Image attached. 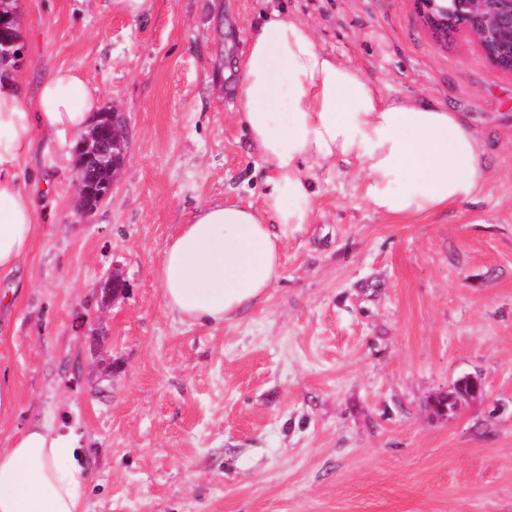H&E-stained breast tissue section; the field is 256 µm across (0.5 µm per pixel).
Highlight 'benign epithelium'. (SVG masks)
I'll list each match as a JSON object with an SVG mask.
<instances>
[{
    "mask_svg": "<svg viewBox=\"0 0 512 512\" xmlns=\"http://www.w3.org/2000/svg\"><path fill=\"white\" fill-rule=\"evenodd\" d=\"M415 8L436 42L446 44L448 37L463 33L495 68L512 75V0H415ZM111 121L112 137H103L93 127L77 144V151L83 166L96 170L110 167L115 175L125 162V125L119 112L111 113ZM483 395L482 381L466 376L453 392L434 401V407L439 412H458Z\"/></svg>",
    "mask_w": 512,
    "mask_h": 512,
    "instance_id": "obj_1",
    "label": "benign epithelium"
}]
</instances>
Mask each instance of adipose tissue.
Returning a JSON list of instances; mask_svg holds the SVG:
<instances>
[{"label":"adipose tissue","instance_id":"adipose-tissue-1","mask_svg":"<svg viewBox=\"0 0 512 512\" xmlns=\"http://www.w3.org/2000/svg\"><path fill=\"white\" fill-rule=\"evenodd\" d=\"M236 70V114L268 169L263 204H204L168 243L158 279L183 317L220 324L264 298L280 276L276 230L313 222L319 172L354 169L374 213L411 223L475 201L486 185L487 144L462 113L377 87L288 11L264 15ZM98 109L66 67L29 104L17 74L0 79V274L19 269L37 230L17 172L35 133L80 139ZM78 454L73 432L40 420L11 437L0 448V512H84Z\"/></svg>","mask_w":512,"mask_h":512}]
</instances>
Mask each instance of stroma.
<instances>
[{"label":"stroma","mask_w":512,"mask_h":512,"mask_svg":"<svg viewBox=\"0 0 512 512\" xmlns=\"http://www.w3.org/2000/svg\"><path fill=\"white\" fill-rule=\"evenodd\" d=\"M375 85L465 113L489 147L473 202L415 224L373 214L351 169L315 184L266 296L224 323L165 307L167 242L202 205H261L265 169L235 115L236 54L269 5ZM25 97L72 68L123 113L110 196L75 212L71 139L36 134L19 173L39 232L0 276V373L28 422L76 427L86 512H512V75L459 35L437 45L413 0H156L132 20L17 0ZM124 293L101 305L112 272ZM482 399L434 400L466 375Z\"/></svg>","instance_id":"35a3bbf8"}]
</instances>
